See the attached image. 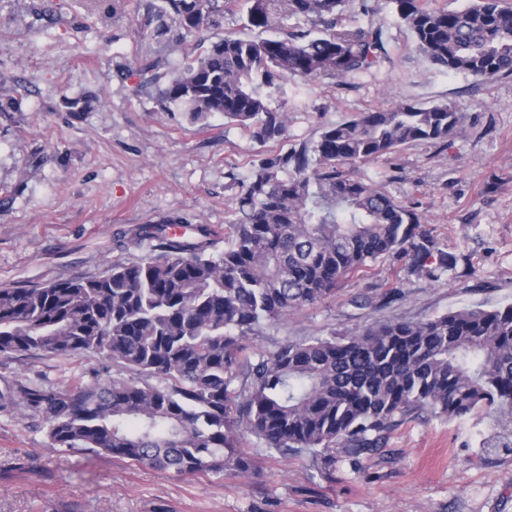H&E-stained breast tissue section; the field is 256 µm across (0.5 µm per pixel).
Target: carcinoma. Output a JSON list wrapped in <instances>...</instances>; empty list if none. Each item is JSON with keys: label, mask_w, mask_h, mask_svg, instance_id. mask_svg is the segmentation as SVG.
Segmentation results:
<instances>
[{"label": "carcinoma", "mask_w": 512, "mask_h": 512, "mask_svg": "<svg viewBox=\"0 0 512 512\" xmlns=\"http://www.w3.org/2000/svg\"><path fill=\"white\" fill-rule=\"evenodd\" d=\"M418 51L436 69L482 80L512 77V0H470L456 10L393 0ZM354 0H165L145 31L170 50L227 14L268 31L288 17L307 30L268 38L201 39L168 79L149 68L157 102L193 123L219 114L260 145L286 132L276 97L290 76L345 81L386 53L382 28L340 24ZM104 100L73 97L70 112ZM465 121L456 104L401 102L322 130L312 144L251 167L224 231L203 225L171 236L177 212L138 228L142 259L114 258L91 277L0 285V357L39 351L98 355L110 378L61 388L31 380L0 392L47 425L51 446L129 460L176 476L247 472L248 432L281 454L381 446L401 421L496 413L489 448L512 449V304L466 307L352 336H316L253 348L262 326L333 297L385 255L437 280L454 260L421 229L422 217L349 167L421 140H445Z\"/></svg>", "instance_id": "obj_1"}]
</instances>
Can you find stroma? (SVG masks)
<instances>
[{"mask_svg":"<svg viewBox=\"0 0 512 512\" xmlns=\"http://www.w3.org/2000/svg\"><path fill=\"white\" fill-rule=\"evenodd\" d=\"M110 2L106 15L93 0H0V101L25 96L21 111L0 112V285L92 276L106 260L139 259L145 249L126 246V236L172 212L223 240L251 164L361 112L453 102L466 119L447 140L418 141L354 167L423 216L453 270L434 281L408 273L400 258H381L325 302L263 326L254 342L269 348L512 303V77L436 70L391 0H369L370 14L355 7L342 23L381 26L387 56L342 83L288 78L287 132L261 145L223 116L193 124L157 105L156 86L137 88L139 68L171 74L195 43L167 53L143 37L148 6L162 0ZM86 95L105 103L68 112L64 97ZM394 288L389 304L352 303ZM105 367L96 355L0 357V390L26 378L64 387ZM492 431L485 411L454 421L425 414L360 457L342 448L281 455L246 434L248 474L176 477L51 448L44 423L18 405L0 411V512H512V453L478 452Z\"/></svg>","mask_w":512,"mask_h":512,"instance_id":"obj_1","label":"stroma"}]
</instances>
